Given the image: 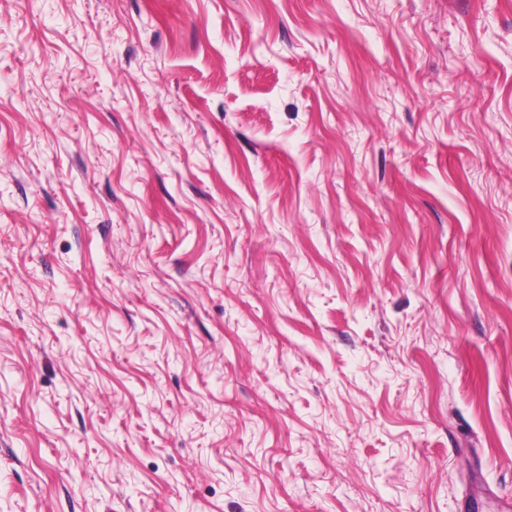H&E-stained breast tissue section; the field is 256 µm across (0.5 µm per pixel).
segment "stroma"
Instances as JSON below:
<instances>
[{
    "mask_svg": "<svg viewBox=\"0 0 512 512\" xmlns=\"http://www.w3.org/2000/svg\"><path fill=\"white\" fill-rule=\"evenodd\" d=\"M512 501V0H0V512Z\"/></svg>",
    "mask_w": 512,
    "mask_h": 512,
    "instance_id": "1",
    "label": "stroma"
}]
</instances>
